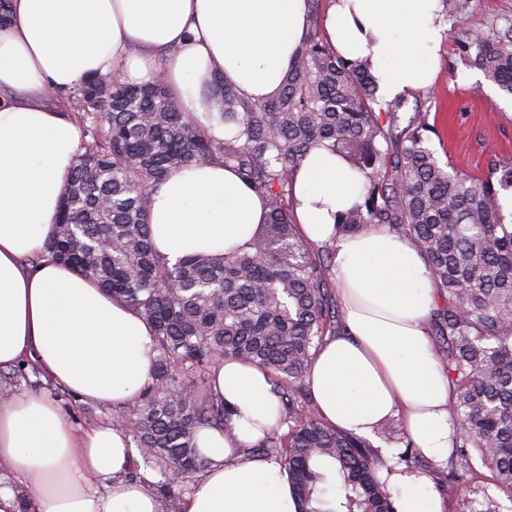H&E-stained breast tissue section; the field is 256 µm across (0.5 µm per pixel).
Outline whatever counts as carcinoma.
<instances>
[{"mask_svg":"<svg viewBox=\"0 0 512 512\" xmlns=\"http://www.w3.org/2000/svg\"><path fill=\"white\" fill-rule=\"evenodd\" d=\"M306 41L278 91L252 101L214 76L208 97L233 132L201 131L171 97L165 80H121L109 70L65 92L62 105L81 131V153L46 247L139 314L153 331V387L132 404L140 460L162 475L204 472L201 425L228 428L232 416L213 397L210 375L225 358L263 367L279 401V422L245 459L275 457L288 469L299 512H395L366 442L308 409L305 376L326 338L344 332L334 244L302 238L292 176L310 151L329 146L365 177L363 202L338 216V234L385 224L424 256L442 302L430 316L436 356L452 392L455 456L436 484L468 487L473 455L512 503V221L497 182L441 162L424 132L432 101L403 115V100L374 110L377 84L367 68L342 59L320 32L322 0H310ZM458 19L471 0H441ZM458 54L512 98V19L463 33ZM221 162L262 197L268 223L231 252L193 254L175 264L153 247L152 189L174 171ZM330 465L344 494L323 499ZM165 512H180L184 489L159 485Z\"/></svg>","mask_w":512,"mask_h":512,"instance_id":"obj_1","label":"carcinoma"}]
</instances>
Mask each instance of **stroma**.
<instances>
[{"label": "stroma", "instance_id": "1", "mask_svg": "<svg viewBox=\"0 0 512 512\" xmlns=\"http://www.w3.org/2000/svg\"><path fill=\"white\" fill-rule=\"evenodd\" d=\"M512 0H472L469 12L449 24L438 54V74L426 88L434 106L428 115L429 144L439 157L458 169L484 179L496 163H512V100L503 97L483 73L461 58L455 40L465 30L484 28L490 20L511 18ZM444 512H489L506 497L488 482L472 484L463 494L429 485Z\"/></svg>", "mask_w": 512, "mask_h": 512}]
</instances>
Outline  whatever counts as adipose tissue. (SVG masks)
I'll return each mask as SVG.
<instances>
[{
    "label": "adipose tissue",
    "instance_id": "1",
    "mask_svg": "<svg viewBox=\"0 0 512 512\" xmlns=\"http://www.w3.org/2000/svg\"><path fill=\"white\" fill-rule=\"evenodd\" d=\"M0 27V369L36 367L44 381L81 400L134 402L150 381L153 333L93 281L45 258L80 147L67 110L47 106L110 69L124 81L164 74L180 107L215 137L227 129L203 95L223 75L259 101L282 85L304 43L310 0H12ZM325 37L344 60L366 63L382 103L432 84L448 24L439 0H330ZM365 178L324 146L292 177L302 234L335 243L333 272L347 332L327 339L306 383L324 420L369 440L401 417L415 448L445 463L453 448L448 378L428 336L435 305L423 255L387 225L335 236L338 213L362 200ZM156 250L169 260L249 241L268 208L229 168L200 163L153 189ZM213 394L233 410L231 433L201 427L208 467L181 512H297L287 470L240 449L277 422L267 374L227 360ZM379 476L396 512H441L428 473L389 466ZM135 450L111 421L76 429L44 391L0 400V512H163L145 484L124 480Z\"/></svg>",
    "mask_w": 512,
    "mask_h": 512
}]
</instances>
